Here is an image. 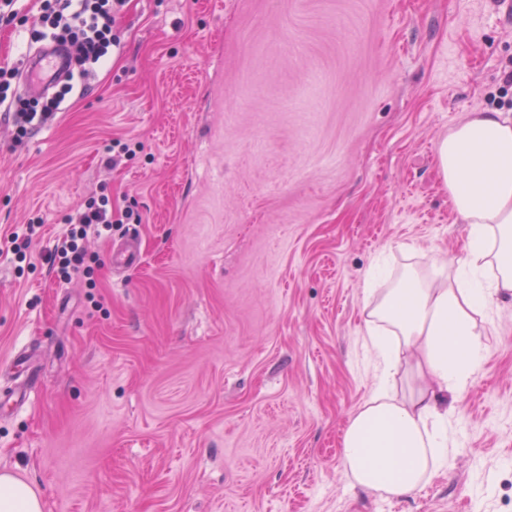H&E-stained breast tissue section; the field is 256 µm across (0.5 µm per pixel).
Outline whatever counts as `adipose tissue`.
<instances>
[{
    "mask_svg": "<svg viewBox=\"0 0 512 512\" xmlns=\"http://www.w3.org/2000/svg\"><path fill=\"white\" fill-rule=\"evenodd\" d=\"M441 176L468 235L461 270L405 271L390 288L368 286V345L382 368L370 399L343 432L344 469L355 485L386 494L419 490L452 450L448 397L484 358L473 315L512 297V119L473 112L436 144ZM416 382L398 393V373ZM0 512H42L24 481L0 474Z\"/></svg>",
    "mask_w": 512,
    "mask_h": 512,
    "instance_id": "obj_1",
    "label": "adipose tissue"
}]
</instances>
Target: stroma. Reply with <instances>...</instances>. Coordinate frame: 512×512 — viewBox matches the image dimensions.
I'll return each instance as SVG.
<instances>
[{"mask_svg": "<svg viewBox=\"0 0 512 512\" xmlns=\"http://www.w3.org/2000/svg\"><path fill=\"white\" fill-rule=\"evenodd\" d=\"M24 9L0 65L28 53ZM116 28L22 144L0 114V473L44 512H512V297L476 320L486 356L422 489L352 485L341 447L379 374L372 265L395 279L464 257L436 142L472 112L512 117V8L125 0ZM117 139L133 149L109 169ZM93 193L112 232L87 242L91 288L47 257ZM130 235L140 264L111 268Z\"/></svg>", "mask_w": 512, "mask_h": 512, "instance_id": "1", "label": "stroma"}]
</instances>
